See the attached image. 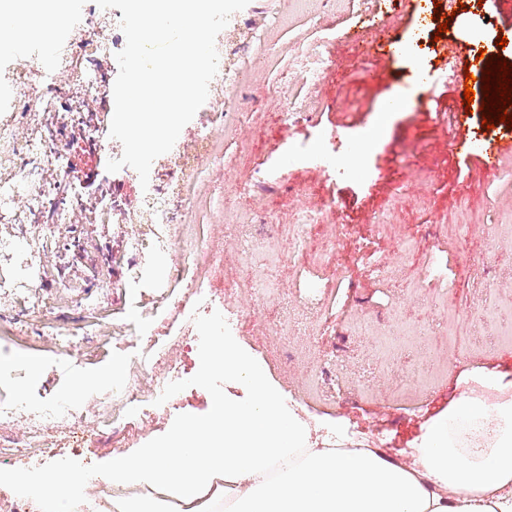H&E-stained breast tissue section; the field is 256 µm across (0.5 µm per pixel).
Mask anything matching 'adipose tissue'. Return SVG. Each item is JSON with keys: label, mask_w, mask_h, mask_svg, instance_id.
<instances>
[{"label": "adipose tissue", "mask_w": 512, "mask_h": 512, "mask_svg": "<svg viewBox=\"0 0 512 512\" xmlns=\"http://www.w3.org/2000/svg\"><path fill=\"white\" fill-rule=\"evenodd\" d=\"M234 371L254 390L250 404L216 403L210 419L191 421L161 445L113 456V512H199L223 501L224 512H512V402L462 393L432 421L413 461L393 462L370 444L316 445L309 430L284 417L261 374L230 346L215 343L204 369ZM493 440L469 448L470 426ZM36 498L42 512H72L87 476L57 469L34 476L0 473V488ZM140 487L139 502L123 489Z\"/></svg>", "instance_id": "ef3b65f1"}]
</instances>
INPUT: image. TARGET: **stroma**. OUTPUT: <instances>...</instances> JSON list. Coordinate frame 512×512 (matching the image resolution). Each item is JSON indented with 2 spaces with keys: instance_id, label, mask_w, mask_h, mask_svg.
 Instances as JSON below:
<instances>
[{
  "instance_id": "stroma-1",
  "label": "stroma",
  "mask_w": 512,
  "mask_h": 512,
  "mask_svg": "<svg viewBox=\"0 0 512 512\" xmlns=\"http://www.w3.org/2000/svg\"><path fill=\"white\" fill-rule=\"evenodd\" d=\"M386 2L307 0L299 8L294 0H250L240 16L262 39L248 45L243 73L224 86L226 161L209 167L188 194L191 223L250 211L254 224L224 229V263L203 267L199 295L157 274L183 260V250H145L132 279L122 225L92 232L70 225L38 274L35 293L46 306L10 312L13 334H0V369L20 373L14 397L44 405L64 401L77 378L87 379L81 400L96 433L81 443L59 430L54 449L1 458L0 470L104 471L115 448L161 444L183 423L210 418L216 402L250 403L253 390L238 374L201 368L216 341L202 322L226 310L233 324L221 339L262 373L284 415L328 441H365L402 463L464 387L512 399V344L493 340L499 325L512 324V157L488 172L470 157L449 155L448 127L436 118L452 107L448 72L463 70L473 48L512 63V24L495 0H468L465 9L444 8L451 21L437 42L361 62L344 33ZM321 52L332 63L313 85L296 61ZM419 64L439 80L427 115L416 110ZM366 69L372 78L363 77ZM103 79L105 123L91 139L65 133L64 144L76 191L94 195L109 177L106 186L132 211L139 183L106 168L111 70ZM305 96L312 108L287 118ZM388 98L403 104L381 111ZM334 149L343 160L340 179L318 162ZM317 211L321 223L297 245L291 225ZM246 235L275 238L280 259L265 265L264 280L278 299L264 298L253 265L240 260ZM315 288L321 297L311 307ZM282 325L287 335L276 336ZM60 332L78 336V348L58 352L52 338ZM158 339L171 349L154 371L178 377V398L150 406L143 420L138 408L125 409L111 430H97L114 391ZM421 377L433 385L404 398Z\"/></svg>"
}]
</instances>
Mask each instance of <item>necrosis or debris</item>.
Segmentation results:
<instances>
[{"instance_id": "4bbe7bcc", "label": "necrosis or debris", "mask_w": 512, "mask_h": 512, "mask_svg": "<svg viewBox=\"0 0 512 512\" xmlns=\"http://www.w3.org/2000/svg\"><path fill=\"white\" fill-rule=\"evenodd\" d=\"M92 16V21L69 40L60 39L55 29L43 30L39 35L41 51L15 64L10 77L0 81V224H15L23 218L39 229L35 235L26 231L0 235V256L11 259L10 265L0 268L1 305L29 293L43 260L52 250L54 232L87 217L99 223L105 217L117 215L122 223L130 225V272H137V259L144 247L172 250L173 225H181L185 235L194 232L193 225L183 221L192 206L184 194L185 186L199 184L201 163L218 161L221 154L224 102L217 92L226 81L237 78L245 46L220 36L216 39L218 74L210 84L207 101L195 115L196 123L208 129V137L189 141L153 162L149 186L137 210H124L119 202L106 197L96 211H89L86 197L72 188V178L67 174L69 161L59 132L68 127L84 131L98 123L97 75L84 62L80 47L91 48L100 60L114 58L124 47L116 37L120 9L97 8ZM75 86L84 90L85 99L78 104L58 106V99H68ZM166 353L163 346L147 352L146 366L120 389L125 402L142 403L157 398L161 382L151 372L149 363ZM21 412L27 416L23 435L0 438V457L45 451L52 445L50 437L55 428H80L86 421L83 407L74 404L48 411L39 406L22 410L13 398L0 396L1 426L14 422Z\"/></svg>"}]
</instances>
